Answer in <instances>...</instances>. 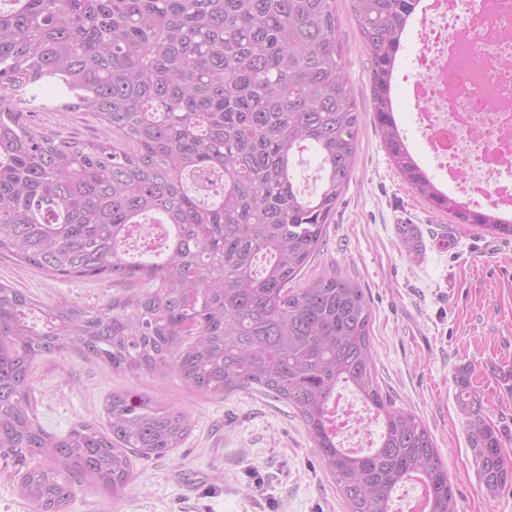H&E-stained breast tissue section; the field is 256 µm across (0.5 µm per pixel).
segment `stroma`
<instances>
[{"mask_svg": "<svg viewBox=\"0 0 512 512\" xmlns=\"http://www.w3.org/2000/svg\"><path fill=\"white\" fill-rule=\"evenodd\" d=\"M343 63L364 114L348 187L336 206L319 255L302 272L308 281L334 272L363 288L372 311L371 344L378 382L395 406L429 429L448 467L456 512H512V486L482 487L455 395L459 367L472 365L484 392L487 420L512 449V237L459 224L404 181L383 147L371 111L370 61L350 0H336ZM419 43L402 39L391 98L408 148L428 175L437 162L415 123L404 74L415 71ZM48 132L86 141L101 128L84 112L39 110ZM417 225L422 254L403 250L402 223ZM0 283L43 305L68 300L97 308L128 293L123 283L61 279L0 257ZM40 426L61 436L88 423L106 429L112 392L145 393L183 410L191 428L180 448L133 460L120 496L83 483L65 512H348L296 410L253 389L212 397L163 369L131 373L65 353L36 360L29 373ZM34 464L28 451L0 448V512H35L20 492Z\"/></svg>", "mask_w": 512, "mask_h": 512, "instance_id": "1", "label": "stroma"}]
</instances>
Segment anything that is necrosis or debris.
I'll use <instances>...</instances> for the list:
<instances>
[{
	"label": "necrosis or debris",
	"mask_w": 512,
	"mask_h": 512,
	"mask_svg": "<svg viewBox=\"0 0 512 512\" xmlns=\"http://www.w3.org/2000/svg\"><path fill=\"white\" fill-rule=\"evenodd\" d=\"M450 0H438L441 23L425 17L413 30L420 42L414 96L420 129L438 161L440 188L488 203L512 216V0H467L478 17L460 26Z\"/></svg>",
	"instance_id": "necrosis-or-debris-1"
}]
</instances>
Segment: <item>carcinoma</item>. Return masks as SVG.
<instances>
[{
	"label": "carcinoma",
	"mask_w": 512,
	"mask_h": 512,
	"mask_svg": "<svg viewBox=\"0 0 512 512\" xmlns=\"http://www.w3.org/2000/svg\"><path fill=\"white\" fill-rule=\"evenodd\" d=\"M0 7V255L54 278L125 282L97 309H41L0 284V448L38 463L21 478L37 512H63L74 483L114 496L130 455L181 445L186 415L136 391L106 403L109 431L48 434L28 385L35 360L76 353L128 372L169 368L213 397L259 386L292 405L349 512H391L406 482L427 512H455L448 469L427 427L377 381L371 311L355 282L324 272L296 286L347 188L363 116L343 66L336 0H6ZM417 0H351L371 59V112L390 161L432 207L512 236L437 188L410 153L391 99ZM59 86L103 139L35 126L31 90ZM310 151L318 191L297 186ZM137 224H165L158 258L125 246ZM455 376L467 442L490 494L512 484V456L471 383ZM340 386L381 421L376 447L350 453L331 433Z\"/></svg>",
	"instance_id": "obj_1"
}]
</instances>
